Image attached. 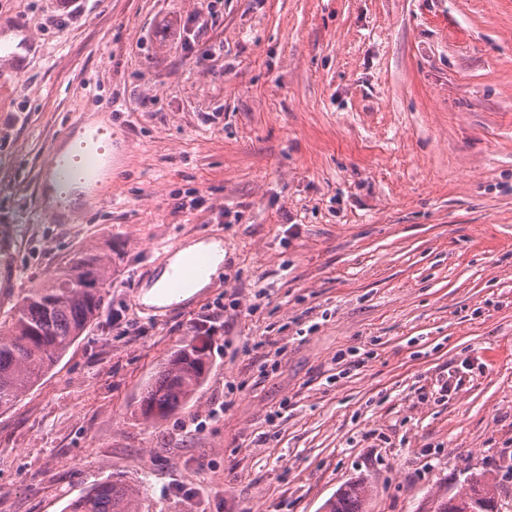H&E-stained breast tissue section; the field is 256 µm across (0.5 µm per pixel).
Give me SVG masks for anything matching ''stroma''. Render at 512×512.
I'll list each match as a JSON object with an SVG mask.
<instances>
[{
	"mask_svg": "<svg viewBox=\"0 0 512 512\" xmlns=\"http://www.w3.org/2000/svg\"><path fill=\"white\" fill-rule=\"evenodd\" d=\"M0 0L9 317L90 247L103 309L0 409V512H63L111 479L139 512H431L469 477L512 512V0ZM111 125L110 193L75 224L38 178L73 114ZM224 272L144 301L184 246ZM206 341L183 409L138 402ZM356 350L358 363L338 355ZM16 240L13 234L0 233V278L1 288H13L17 279L15 255ZM367 486L361 481H351L340 487L322 509L325 512H364Z\"/></svg>",
	"mask_w": 512,
	"mask_h": 512,
	"instance_id": "stroma-1",
	"label": "stroma"
}]
</instances>
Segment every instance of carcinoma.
<instances>
[{
  "label": "carcinoma",
  "instance_id": "obj_1",
  "mask_svg": "<svg viewBox=\"0 0 512 512\" xmlns=\"http://www.w3.org/2000/svg\"><path fill=\"white\" fill-rule=\"evenodd\" d=\"M112 274V256L92 250L76 254L70 266L30 288L0 326V409L9 408L32 388L82 336L102 309L104 285ZM206 343L191 340L164 362L140 401L146 417H166L183 408L205 381ZM496 481L473 475L465 488L437 501L435 512H487L497 508ZM367 486L351 481L323 505L325 512H364ZM67 512H138L136 493L114 481H102L72 500Z\"/></svg>",
  "mask_w": 512,
  "mask_h": 512
}]
</instances>
